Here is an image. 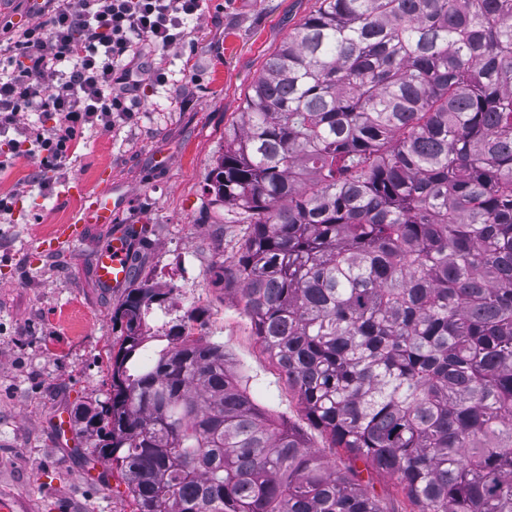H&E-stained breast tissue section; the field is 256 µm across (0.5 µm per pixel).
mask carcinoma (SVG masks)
<instances>
[{
    "label": "carcinoma",
    "mask_w": 512,
    "mask_h": 512,
    "mask_svg": "<svg viewBox=\"0 0 512 512\" xmlns=\"http://www.w3.org/2000/svg\"><path fill=\"white\" fill-rule=\"evenodd\" d=\"M224 277L307 419L418 512H512V0H320L224 130ZM112 313V392L78 417L134 512H384L173 326Z\"/></svg>",
    "instance_id": "obj_1"
}]
</instances>
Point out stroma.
I'll use <instances>...</instances> for the list:
<instances>
[{
    "instance_id": "1",
    "label": "stroma",
    "mask_w": 512,
    "mask_h": 512,
    "mask_svg": "<svg viewBox=\"0 0 512 512\" xmlns=\"http://www.w3.org/2000/svg\"><path fill=\"white\" fill-rule=\"evenodd\" d=\"M320 0H205L202 19L182 45L148 51L144 60L171 81L141 95L138 112L107 131L87 132L64 169L37 152H10L0 141V197L12 210L0 223V492L23 512H133L127 486L110 460L92 452L76 413L111 393L108 351L120 335L112 313L127 290L100 287L94 259L116 225L136 227L140 262L130 281L168 290L148 321L143 362L166 346L171 325L223 344L228 366L262 408L293 426L334 470L351 461L310 424L284 375L272 364L243 314L235 285L217 277L245 235L234 209L214 203L208 177L224 152V130L266 59ZM77 182L83 195L66 197ZM129 194L116 224L91 225L69 254L47 258L33 246L71 221L84 194ZM71 424L68 446L53 420Z\"/></svg>"
}]
</instances>
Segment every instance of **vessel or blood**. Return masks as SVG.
Returning a JSON list of instances; mask_svg holds the SVG:
<instances>
[{
    "mask_svg": "<svg viewBox=\"0 0 512 512\" xmlns=\"http://www.w3.org/2000/svg\"><path fill=\"white\" fill-rule=\"evenodd\" d=\"M125 202L122 194L113 197L102 192L87 197L74 223L57 225L50 238L39 242L38 252L58 254L73 249L87 225L112 223ZM130 243V237L118 231L113 234L111 243L97 254L94 275L101 287L121 288L129 281Z\"/></svg>",
    "mask_w": 512,
    "mask_h": 512,
    "instance_id": "b4317fda",
    "label": "vessel or blood"
}]
</instances>
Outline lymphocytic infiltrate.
Here are the masks:
<instances>
[{"mask_svg": "<svg viewBox=\"0 0 512 512\" xmlns=\"http://www.w3.org/2000/svg\"><path fill=\"white\" fill-rule=\"evenodd\" d=\"M47 17L0 46V133L23 112H53L56 126L16 141L36 147L51 165L66 168L85 128L110 129L128 114L127 96L163 85L164 69L136 66L144 46L183 43L203 0H47Z\"/></svg>", "mask_w": 512, "mask_h": 512, "instance_id": "obj_1", "label": "lymphocytic infiltrate"}]
</instances>
